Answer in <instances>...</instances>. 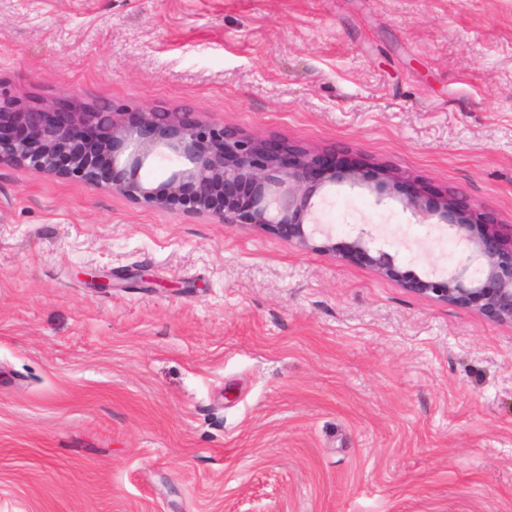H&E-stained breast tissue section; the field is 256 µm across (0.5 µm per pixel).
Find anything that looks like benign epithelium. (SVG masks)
I'll return each instance as SVG.
<instances>
[{
  "label": "benign epithelium",
  "instance_id": "benign-epithelium-1",
  "mask_svg": "<svg viewBox=\"0 0 512 512\" xmlns=\"http://www.w3.org/2000/svg\"><path fill=\"white\" fill-rule=\"evenodd\" d=\"M155 157L174 162L156 185L141 177ZM0 163L74 177L186 217L246 224L323 252L338 265L357 263L416 296L512 324V225L493 212L466 205L454 192L407 196L403 207L419 223L451 231L460 252L452 268L421 275L378 245L373 225L362 224L349 240L338 242L330 225L321 222L320 203L332 187L366 188L382 202L401 176L389 165L377 166L367 179L356 169L336 166L327 151L212 125L196 112L128 110L76 99L0 100Z\"/></svg>",
  "mask_w": 512,
  "mask_h": 512
}]
</instances>
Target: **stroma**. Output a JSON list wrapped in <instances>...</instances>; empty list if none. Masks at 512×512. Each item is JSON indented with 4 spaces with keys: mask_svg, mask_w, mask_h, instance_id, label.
Listing matches in <instances>:
<instances>
[{
    "mask_svg": "<svg viewBox=\"0 0 512 512\" xmlns=\"http://www.w3.org/2000/svg\"><path fill=\"white\" fill-rule=\"evenodd\" d=\"M71 93L394 166L321 220L419 274L415 187L512 224V0H0V97ZM0 512H512V325L1 163Z\"/></svg>",
    "mask_w": 512,
    "mask_h": 512,
    "instance_id": "obj_1",
    "label": "stroma"
}]
</instances>
